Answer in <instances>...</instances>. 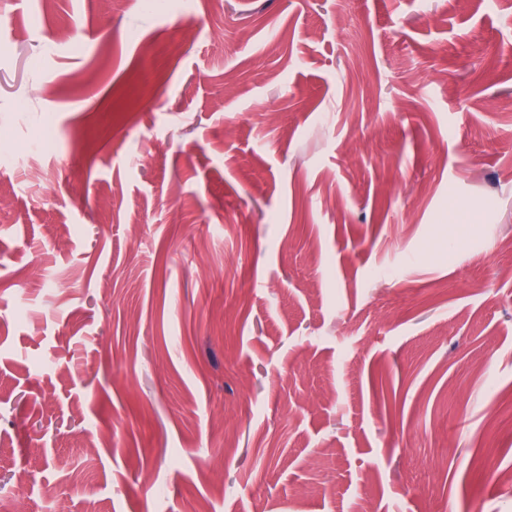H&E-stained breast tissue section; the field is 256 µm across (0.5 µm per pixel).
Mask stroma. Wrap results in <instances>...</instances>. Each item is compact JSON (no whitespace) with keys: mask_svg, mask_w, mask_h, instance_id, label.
Masks as SVG:
<instances>
[{"mask_svg":"<svg viewBox=\"0 0 512 512\" xmlns=\"http://www.w3.org/2000/svg\"><path fill=\"white\" fill-rule=\"evenodd\" d=\"M190 6L0 0V512H512V0Z\"/></svg>","mask_w":512,"mask_h":512,"instance_id":"1","label":"stroma"}]
</instances>
